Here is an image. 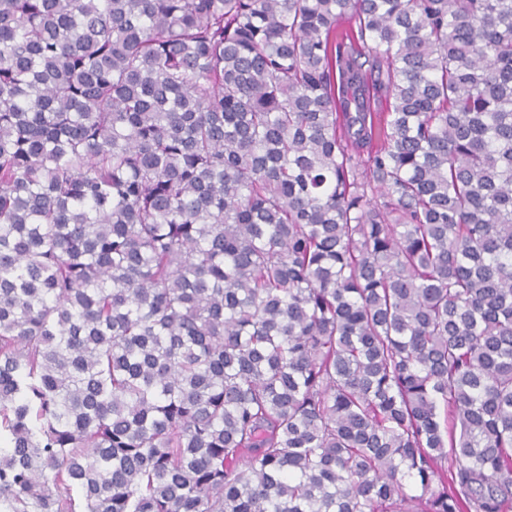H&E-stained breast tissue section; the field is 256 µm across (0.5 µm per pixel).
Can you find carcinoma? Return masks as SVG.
Masks as SVG:
<instances>
[{
  "label": "carcinoma",
  "instance_id": "1",
  "mask_svg": "<svg viewBox=\"0 0 512 512\" xmlns=\"http://www.w3.org/2000/svg\"><path fill=\"white\" fill-rule=\"evenodd\" d=\"M0 512H512V0H0Z\"/></svg>",
  "mask_w": 512,
  "mask_h": 512
}]
</instances>
